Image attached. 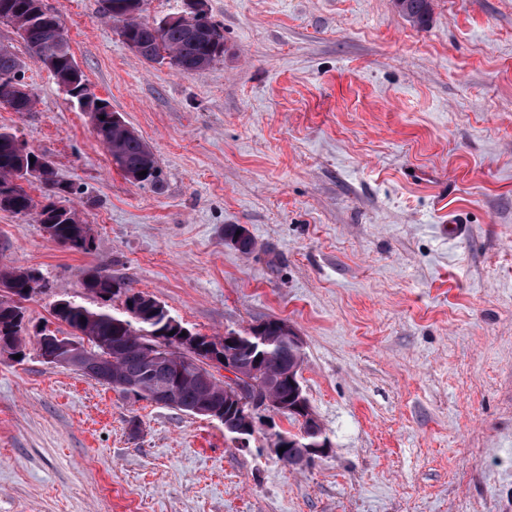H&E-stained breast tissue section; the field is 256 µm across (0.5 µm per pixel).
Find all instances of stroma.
<instances>
[{"label":"stroma","mask_w":512,"mask_h":512,"mask_svg":"<svg viewBox=\"0 0 512 512\" xmlns=\"http://www.w3.org/2000/svg\"><path fill=\"white\" fill-rule=\"evenodd\" d=\"M47 3L161 180L125 178L0 24L34 99L0 128L73 185L94 237L77 253L0 210V267L45 283L24 359L0 353V512H512V0H432L424 26L395 0H208L224 54L190 74L127 49L98 0ZM95 266L205 336L288 321L327 456L285 465L283 416L240 448L45 363L35 330L65 331L57 300L93 304Z\"/></svg>","instance_id":"1"}]
</instances>
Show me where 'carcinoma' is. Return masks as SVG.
<instances>
[{"label":"carcinoma","instance_id":"obj_1","mask_svg":"<svg viewBox=\"0 0 512 512\" xmlns=\"http://www.w3.org/2000/svg\"><path fill=\"white\" fill-rule=\"evenodd\" d=\"M41 0H0V19L9 21L28 52L41 62L53 58V76L59 86L74 99L95 121L97 139L108 150L113 165L126 178L139 185L154 184L160 177V167L155 154L148 144L126 123L116 117L109 104H99L86 94L87 79L73 66L74 54L70 43L50 49L49 57L42 51L49 49L54 36L55 17L40 8ZM127 0H99L100 16L118 25L122 40H133L145 46L141 58L148 62L169 60V64L183 73H194L207 69L224 54V33L214 22L217 39H199L191 36L184 25L163 28L158 21H148L143 10L128 11ZM399 10L412 21L425 23L431 13V0H396ZM23 61L10 45L0 44V101L12 102L14 111L29 112L33 100L21 94L18 86L23 82ZM15 134L0 130V209L15 214H36L40 224L54 228L53 241L67 249L88 252L85 237L91 231L82 222L76 209L64 205L68 196L76 193L74 187L57 179L52 170L45 172L44 186L48 190V203L37 206L23 183L29 181L32 165H50L43 156L31 153L20 156L15 153ZM147 171L144 176L141 171ZM34 268L5 267L0 270V282L8 283L14 294L29 300L45 287L43 277H35ZM87 293L98 299L95 307H88L74 299H60L53 306L55 319L66 324L75 332L76 338L89 337L92 350L111 368L114 389L121 394L131 395L137 400L152 401L157 373L145 359L143 341L150 336H167L174 330L168 315L153 314L146 309L135 316L112 309V300L124 297V302H138L144 293L136 291L112 277L102 268L91 269L84 281ZM25 331V309L12 299L0 296V346L14 350L22 341ZM212 341L223 346L226 355L242 367H249L256 360L265 376L274 381L273 392L286 401L292 388L280 379L297 360H303V353L288 339L283 338L267 347H257L252 340L242 336L237 342L226 345L224 338L214 337ZM181 370H172L169 375L175 408L187 411L203 403L224 406V382L216 379L205 385L195 375L194 352L180 351Z\"/></svg>","mask_w":512,"mask_h":512}]
</instances>
